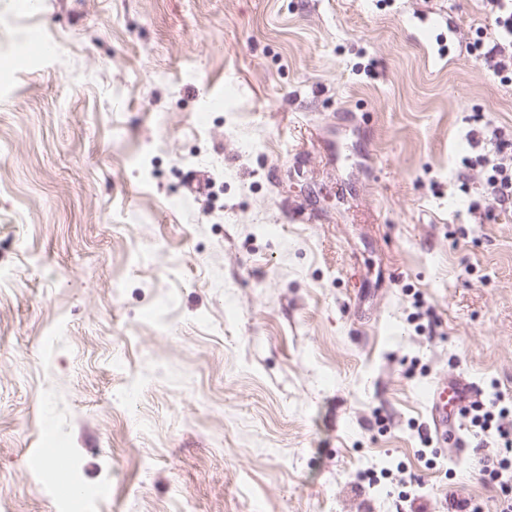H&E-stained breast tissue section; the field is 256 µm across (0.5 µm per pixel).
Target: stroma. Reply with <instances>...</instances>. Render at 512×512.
Here are the masks:
<instances>
[{
  "instance_id": "1",
  "label": "stroma",
  "mask_w": 512,
  "mask_h": 512,
  "mask_svg": "<svg viewBox=\"0 0 512 512\" xmlns=\"http://www.w3.org/2000/svg\"><path fill=\"white\" fill-rule=\"evenodd\" d=\"M417 16L453 18L447 54ZM486 23L483 0H0L24 59L0 78V512H404L365 476L400 463L426 512H493L467 429L433 466L416 432L440 380L512 391V210L455 179L470 122L512 130L467 48ZM35 454L102 497L69 510Z\"/></svg>"
}]
</instances>
